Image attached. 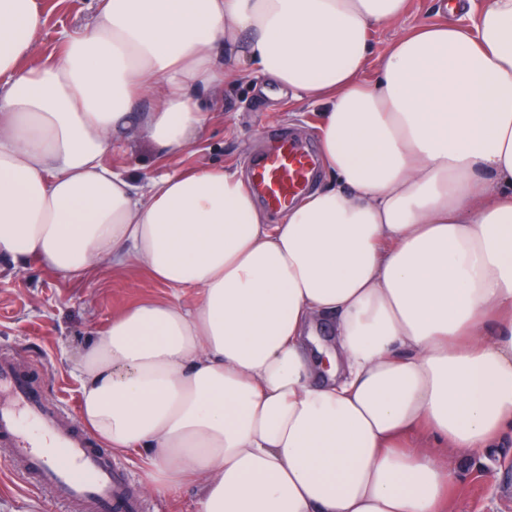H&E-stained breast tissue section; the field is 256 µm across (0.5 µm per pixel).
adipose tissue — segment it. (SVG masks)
Listing matches in <instances>:
<instances>
[{"instance_id": "obj_1", "label": "adipose tissue", "mask_w": 512, "mask_h": 512, "mask_svg": "<svg viewBox=\"0 0 512 512\" xmlns=\"http://www.w3.org/2000/svg\"><path fill=\"white\" fill-rule=\"evenodd\" d=\"M394 40L406 0H99L27 66L41 0H0V260L144 266L143 301L74 362L88 434L195 512H448L452 467L512 430V0ZM261 78L320 105L327 185L281 223L238 170L138 190L104 156L195 144Z\"/></svg>"}]
</instances>
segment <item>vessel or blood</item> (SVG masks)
<instances>
[{
    "mask_svg": "<svg viewBox=\"0 0 512 512\" xmlns=\"http://www.w3.org/2000/svg\"><path fill=\"white\" fill-rule=\"evenodd\" d=\"M314 164L288 138L250 161V182L273 209L308 189ZM0 448L31 488L48 484L67 512H145L130 470L98 447L69 409L43 400L26 371L0 350Z\"/></svg>",
    "mask_w": 512,
    "mask_h": 512,
    "instance_id": "1",
    "label": "vessel or blood"
}]
</instances>
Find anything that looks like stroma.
I'll return each instance as SVG.
<instances>
[{"label":"stroma","mask_w":512,"mask_h":512,"mask_svg":"<svg viewBox=\"0 0 512 512\" xmlns=\"http://www.w3.org/2000/svg\"><path fill=\"white\" fill-rule=\"evenodd\" d=\"M45 27L29 65L41 64L61 46L62 32L90 23L97 0H42ZM439 0H407L404 16L372 30L375 52H383L399 35L442 21ZM209 114L200 141L168 154L143 142L113 143L105 161L112 169L134 172L142 179L206 166L246 170L251 157L268 150L278 134L304 145H316L320 109L301 101L287 104L276 93L256 91L249 81L227 83L223 96L206 106ZM171 289L138 266L95 268L73 281L38 261L17 267L0 261V346L16 362L44 375L48 399L79 404V385L71 364L91 339L104 332L113 318L146 301L169 299ZM118 462L135 474L149 512H195L197 487L186 484L168 496L150 487L140 457L121 454ZM451 512H512V433H506L486 457L466 464L449 491ZM0 512H65L53 489L29 491L0 460Z\"/></svg>","instance_id":"obj_1"}]
</instances>
